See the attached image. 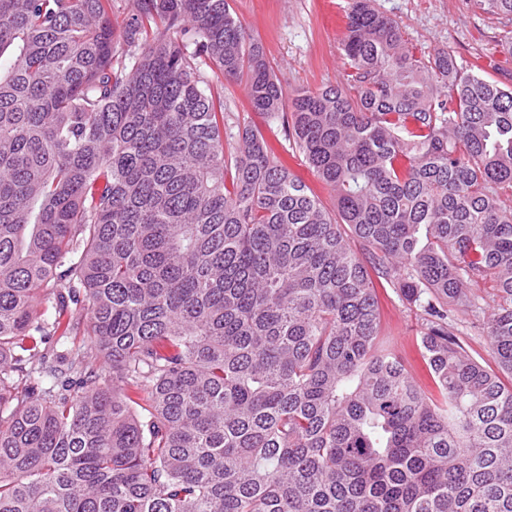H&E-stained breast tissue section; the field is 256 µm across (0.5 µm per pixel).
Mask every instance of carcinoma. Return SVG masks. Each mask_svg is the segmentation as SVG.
Instances as JSON below:
<instances>
[{"mask_svg": "<svg viewBox=\"0 0 512 512\" xmlns=\"http://www.w3.org/2000/svg\"><path fill=\"white\" fill-rule=\"evenodd\" d=\"M132 2L0 0V512H512V89L352 0L288 113L228 0ZM241 78L340 220L253 128L224 155ZM487 277L496 372L447 323ZM378 286L381 339L389 341L405 367L416 377L425 374L421 337L427 332V318L420 308L402 301L395 288Z\"/></svg>", "mask_w": 512, "mask_h": 512, "instance_id": "1", "label": "carcinoma"}]
</instances>
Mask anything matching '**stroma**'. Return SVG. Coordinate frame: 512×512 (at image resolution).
<instances>
[{
    "instance_id": "35a3bbf8",
    "label": "stroma",
    "mask_w": 512,
    "mask_h": 512,
    "mask_svg": "<svg viewBox=\"0 0 512 512\" xmlns=\"http://www.w3.org/2000/svg\"><path fill=\"white\" fill-rule=\"evenodd\" d=\"M350 0H229L252 39L261 43L286 95L299 89L318 90L343 80L347 73L342 51ZM376 8L397 21L417 55L439 50L454 55L464 68L481 71L512 88V54L502 44L512 37V20L483 13L473 0H374ZM257 130L290 171L302 179L328 209L333 192L293 149L281 118L251 111L241 82L224 85V150L238 145L243 126ZM381 339L389 341L405 367L417 377L425 373L421 338L427 322L420 308L402 301L395 288L380 289ZM448 329L469 355L487 368L496 360L483 320L449 311Z\"/></svg>"
}]
</instances>
